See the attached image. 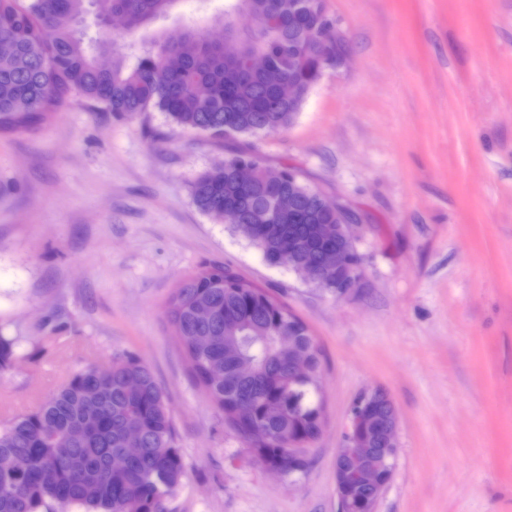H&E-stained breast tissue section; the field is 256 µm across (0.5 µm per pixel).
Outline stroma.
Wrapping results in <instances>:
<instances>
[{
    "label": "stroma",
    "mask_w": 512,
    "mask_h": 512,
    "mask_svg": "<svg viewBox=\"0 0 512 512\" xmlns=\"http://www.w3.org/2000/svg\"><path fill=\"white\" fill-rule=\"evenodd\" d=\"M235 0H176L150 27L101 30L127 65L158 34L222 27ZM347 51L293 123L260 136L175 129L153 108L74 97L0 135V425L71 375L142 359L163 390L185 476L165 512H337L336 450L353 399L379 387L399 453L375 512H512V0H327ZM240 152L342 205L362 258L338 298L268 266L191 185ZM221 264L277 297L320 345L325 426L278 476L196 385L165 304Z\"/></svg>",
    "instance_id": "1"
}]
</instances>
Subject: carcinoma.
<instances>
[{
	"instance_id": "obj_1",
	"label": "carcinoma",
	"mask_w": 512,
	"mask_h": 512,
	"mask_svg": "<svg viewBox=\"0 0 512 512\" xmlns=\"http://www.w3.org/2000/svg\"><path fill=\"white\" fill-rule=\"evenodd\" d=\"M175 0H0V41L13 52L0 54V135L33 130L61 111L76 96L100 102L116 114L133 116L157 108L180 130L203 132L214 139L231 134L277 132L294 118L296 106L280 97L278 83L295 75L304 86L318 76L308 59L295 68V42L288 33L287 0H241L248 16H275L273 28L242 26L243 41L212 43L206 35L183 31L168 36L128 67L112 53V66L98 69L96 54L106 43L85 42L76 24L89 7L100 20L118 9L127 14L126 33L134 34L164 13ZM260 48L272 66L268 74L251 72L247 54ZM239 154L201 173L192 197L209 215L232 208L246 236L268 263L285 260L306 278L307 266L326 246L319 236L324 224L336 223L318 191L301 184L294 171L262 167L248 187L236 177ZM293 197L265 224L271 197ZM207 305L212 317L200 322L196 309ZM166 317L206 396L238 434L251 444L263 425L268 441L253 455L262 465L288 452V442L308 448L317 435L320 414L321 351L308 327L269 294L241 280L224 266L200 269L175 289ZM213 343L198 348L195 339ZM313 351L312 375L293 374L292 351ZM15 357V342L0 336V370ZM252 362L258 374L241 379L236 365ZM101 388L96 399L87 392ZM282 405L279 417L265 415L266 404ZM388 401H379L368 424L371 447L390 448L386 428ZM93 408L97 422L88 435L74 440L70 428ZM142 428L140 455L127 469L112 473V455L122 448L127 425ZM0 457L12 470L0 472V512H164L167 497L182 482L184 462L174 441L166 399L150 369L139 359L112 358L105 374L94 367L75 373L36 410L18 415L0 428Z\"/></svg>"
}]
</instances>
